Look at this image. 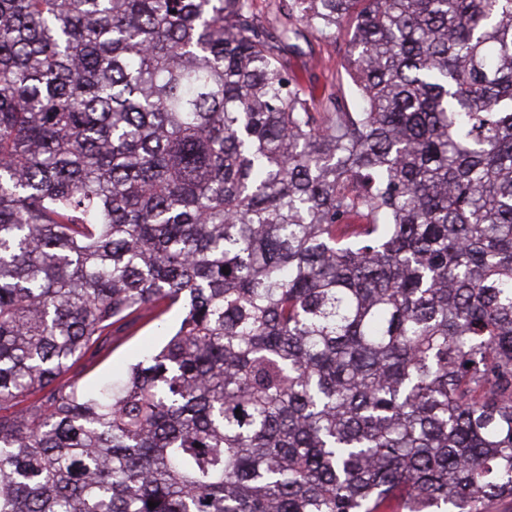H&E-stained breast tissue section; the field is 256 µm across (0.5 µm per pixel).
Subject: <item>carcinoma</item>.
<instances>
[{
  "mask_svg": "<svg viewBox=\"0 0 512 512\" xmlns=\"http://www.w3.org/2000/svg\"><path fill=\"white\" fill-rule=\"evenodd\" d=\"M276 12L360 111L251 0H0V512L512 502V0ZM349 31L348 24H343L336 35L327 37L306 32L304 38L293 41L297 48L289 51L286 58L289 70L298 76L304 87L313 90L317 100L325 91L333 89L348 112H358L359 100L342 67ZM154 326V323L141 322L131 335L118 336L114 343L86 362L89 369L85 379L115 378L144 351L164 345L169 336H159Z\"/></svg>",
  "mask_w": 512,
  "mask_h": 512,
  "instance_id": "obj_1",
  "label": "carcinoma"
}]
</instances>
